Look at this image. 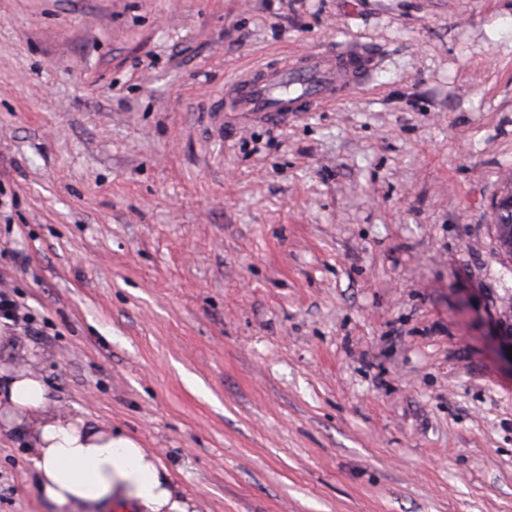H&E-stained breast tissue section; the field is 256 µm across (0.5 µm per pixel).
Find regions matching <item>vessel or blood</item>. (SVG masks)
Segmentation results:
<instances>
[{
    "label": "vessel or blood",
    "mask_w": 512,
    "mask_h": 512,
    "mask_svg": "<svg viewBox=\"0 0 512 512\" xmlns=\"http://www.w3.org/2000/svg\"><path fill=\"white\" fill-rule=\"evenodd\" d=\"M377 64L362 46L334 54L312 53L242 74L225 92L229 111L273 120L335 102L366 80Z\"/></svg>",
    "instance_id": "1"
}]
</instances>
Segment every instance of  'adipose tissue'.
<instances>
[{
  "label": "adipose tissue",
  "instance_id": "1",
  "mask_svg": "<svg viewBox=\"0 0 512 512\" xmlns=\"http://www.w3.org/2000/svg\"><path fill=\"white\" fill-rule=\"evenodd\" d=\"M0 429L30 452L38 493L59 505L103 512L114 502L136 512H194L177 493L160 459L133 438L86 419L49 411L41 378L0 369Z\"/></svg>",
  "mask_w": 512,
  "mask_h": 512
}]
</instances>
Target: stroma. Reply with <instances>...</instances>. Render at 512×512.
<instances>
[{
    "label": "stroma",
    "instance_id": "1",
    "mask_svg": "<svg viewBox=\"0 0 512 512\" xmlns=\"http://www.w3.org/2000/svg\"><path fill=\"white\" fill-rule=\"evenodd\" d=\"M352 43L359 92L224 114ZM510 177L512 0H0V365L196 512H512ZM27 456L0 512H83ZM375 55L357 45L338 53H312L242 74L224 93V112H246L277 119L288 112H309L354 92L374 71ZM294 81L295 93H285Z\"/></svg>",
    "mask_w": 512,
    "mask_h": 512
}]
</instances>
